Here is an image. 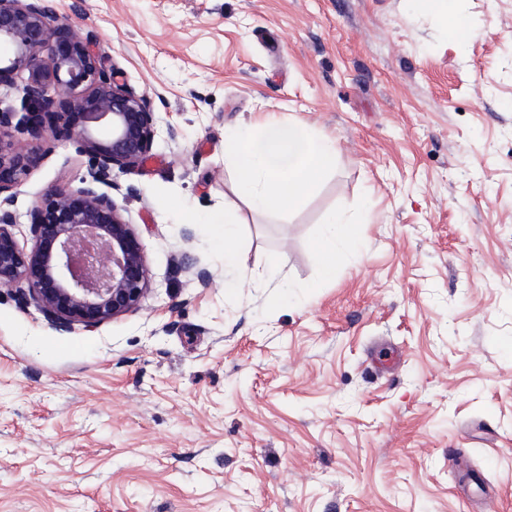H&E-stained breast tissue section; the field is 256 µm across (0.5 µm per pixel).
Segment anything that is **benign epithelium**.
<instances>
[{"label": "benign epithelium", "instance_id": "benign-epithelium-1", "mask_svg": "<svg viewBox=\"0 0 512 512\" xmlns=\"http://www.w3.org/2000/svg\"><path fill=\"white\" fill-rule=\"evenodd\" d=\"M0 292L34 307L60 334L92 331L142 309L151 271L133 225L112 195L114 169L137 167L152 148L156 116L147 96L103 66L44 0H0ZM66 139L88 157L81 185L52 187L30 212V250L11 231L12 190L41 159L32 141Z\"/></svg>", "mask_w": 512, "mask_h": 512}]
</instances>
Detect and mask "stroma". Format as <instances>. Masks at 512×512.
I'll return each mask as SVG.
<instances>
[{"label": "stroma", "mask_w": 512, "mask_h": 512, "mask_svg": "<svg viewBox=\"0 0 512 512\" xmlns=\"http://www.w3.org/2000/svg\"><path fill=\"white\" fill-rule=\"evenodd\" d=\"M46 3L157 114L111 190L153 284L73 335L0 293V512H512V0H461L463 43L419 0ZM259 113L339 148L290 213L238 205L279 305L225 287L205 223L235 197L224 133ZM86 165L56 141L15 188L21 247ZM333 209L362 246L308 295Z\"/></svg>", "instance_id": "1"}]
</instances>
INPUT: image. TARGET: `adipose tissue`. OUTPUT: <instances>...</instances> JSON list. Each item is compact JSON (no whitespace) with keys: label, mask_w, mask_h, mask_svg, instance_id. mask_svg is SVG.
<instances>
[{"label":"adipose tissue","mask_w":512,"mask_h":512,"mask_svg":"<svg viewBox=\"0 0 512 512\" xmlns=\"http://www.w3.org/2000/svg\"><path fill=\"white\" fill-rule=\"evenodd\" d=\"M335 138L312 132L302 121L273 113L258 115L253 124L224 136V158L235 173V193L258 213L294 209L318 182L336 167ZM209 222L224 241V264L247 271V257L235 250L241 220L236 202L212 215ZM361 238L355 223L343 212L330 211L312 245L317 282L335 279L348 253L357 251Z\"/></svg>","instance_id":"1"}]
</instances>
